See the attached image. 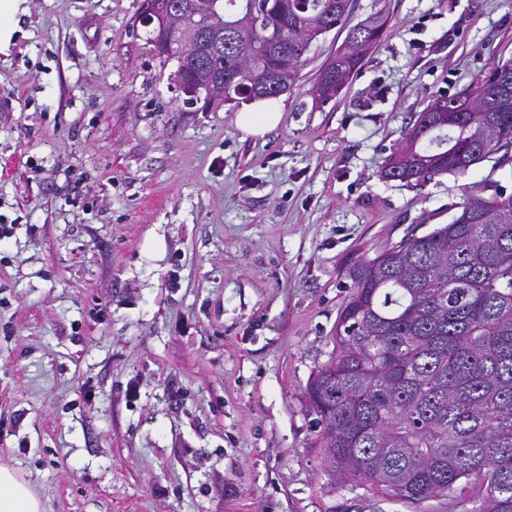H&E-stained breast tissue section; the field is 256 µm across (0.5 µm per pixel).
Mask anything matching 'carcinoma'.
<instances>
[{
    "mask_svg": "<svg viewBox=\"0 0 512 512\" xmlns=\"http://www.w3.org/2000/svg\"><path fill=\"white\" fill-rule=\"evenodd\" d=\"M224 25L246 15L255 28L238 51L177 64L195 95L212 75H238L225 101L258 96L245 70L288 67L295 83L311 44L351 12L350 0H223ZM388 15L352 27L321 69L319 97L338 96L377 48ZM491 74L418 112L405 138L419 140L405 169L381 178L411 184L465 175L512 148V90ZM474 104L453 121L428 122L457 101ZM351 292L341 308L334 349L306 396L323 424L332 467L399 498L449 497L474 480L476 512H512V195L474 192L447 224L362 255L345 268Z\"/></svg>",
    "mask_w": 512,
    "mask_h": 512,
    "instance_id": "carcinoma-1",
    "label": "carcinoma"
}]
</instances>
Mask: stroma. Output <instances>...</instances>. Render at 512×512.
<instances>
[{"label": "stroma", "instance_id": "stroma-1", "mask_svg": "<svg viewBox=\"0 0 512 512\" xmlns=\"http://www.w3.org/2000/svg\"><path fill=\"white\" fill-rule=\"evenodd\" d=\"M390 17L339 97L313 42L282 117L188 100L141 0H27L0 52V464L44 512H475L334 472L306 388L343 266L428 233L512 164L381 178L416 114L512 61V0H354ZM279 101H258L248 112L238 116V129L245 135L263 136L274 128L281 118Z\"/></svg>", "mask_w": 512, "mask_h": 512}]
</instances>
